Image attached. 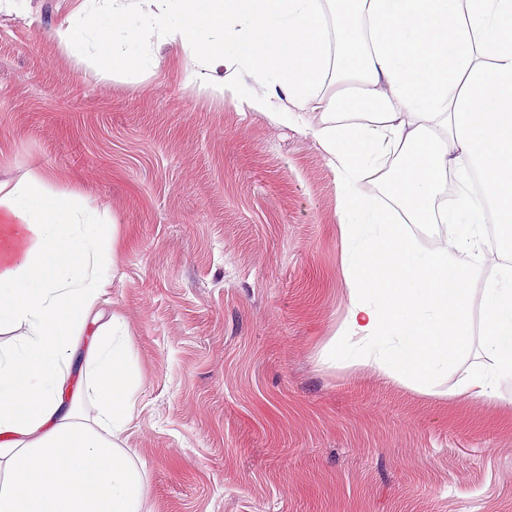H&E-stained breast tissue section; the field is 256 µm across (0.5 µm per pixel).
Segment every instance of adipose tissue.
I'll return each instance as SVG.
<instances>
[{
	"label": "adipose tissue",
	"mask_w": 512,
	"mask_h": 512,
	"mask_svg": "<svg viewBox=\"0 0 512 512\" xmlns=\"http://www.w3.org/2000/svg\"><path fill=\"white\" fill-rule=\"evenodd\" d=\"M93 29L60 23L77 58L112 49L158 68L147 36L194 51L198 92L275 110L327 154L348 315L326 356L418 386L470 345L469 288L486 267V225L512 237V0H93ZM377 102L344 112L346 87ZM320 118H313L314 110ZM399 164L386 165L388 154ZM379 171L386 196L366 182ZM461 187L446 207L442 178ZM407 224H445L427 253ZM114 224L34 172L0 183V512H144V468L121 448L139 383L118 315L97 330L70 384L88 318L112 285ZM488 364L449 397L493 401L512 383V264L482 290ZM424 374H417V367ZM94 405L84 418L81 402Z\"/></svg>",
	"instance_id": "ef3b65f1"
}]
</instances>
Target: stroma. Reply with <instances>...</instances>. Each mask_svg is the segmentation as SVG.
Masks as SVG:
<instances>
[{
    "label": "stroma",
    "instance_id": "stroma-1",
    "mask_svg": "<svg viewBox=\"0 0 512 512\" xmlns=\"http://www.w3.org/2000/svg\"><path fill=\"white\" fill-rule=\"evenodd\" d=\"M83 0L0 5V183L33 171L77 187L117 226L112 286L138 374L123 445L147 512H512V387L451 399L485 363L470 347L427 394L326 361L347 310L337 180L272 111L155 72L78 64L51 38Z\"/></svg>",
    "mask_w": 512,
    "mask_h": 512
}]
</instances>
